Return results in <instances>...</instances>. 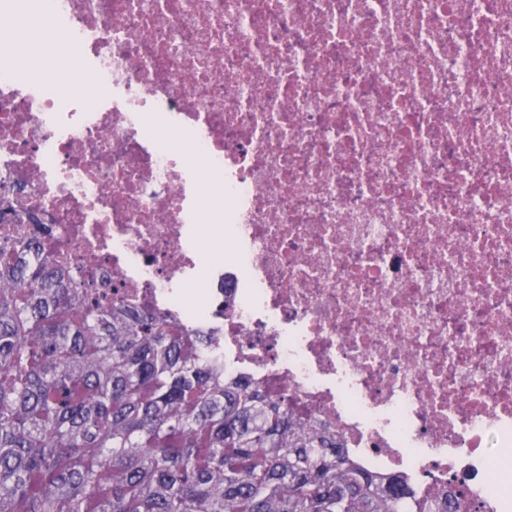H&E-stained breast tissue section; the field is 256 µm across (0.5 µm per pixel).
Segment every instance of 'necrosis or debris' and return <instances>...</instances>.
I'll use <instances>...</instances> for the list:
<instances>
[{"mask_svg": "<svg viewBox=\"0 0 512 512\" xmlns=\"http://www.w3.org/2000/svg\"><path fill=\"white\" fill-rule=\"evenodd\" d=\"M44 232L429 512H512V0H0V243Z\"/></svg>", "mask_w": 512, "mask_h": 512, "instance_id": "4bbe7bcc", "label": "necrosis or debris"}]
</instances>
